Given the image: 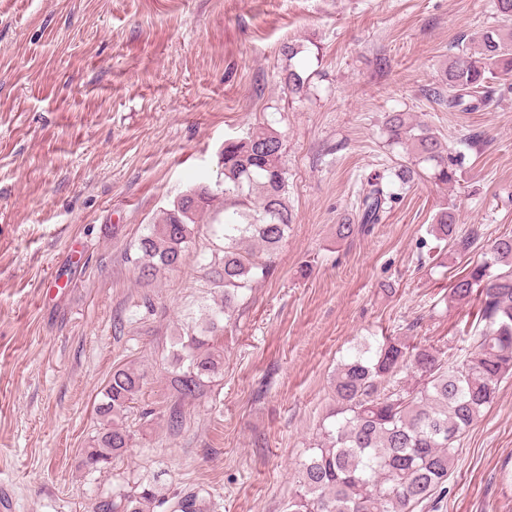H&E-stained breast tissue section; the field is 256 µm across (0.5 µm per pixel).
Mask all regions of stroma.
<instances>
[{"label": "stroma", "mask_w": 512, "mask_h": 512, "mask_svg": "<svg viewBox=\"0 0 512 512\" xmlns=\"http://www.w3.org/2000/svg\"><path fill=\"white\" fill-rule=\"evenodd\" d=\"M501 23L493 0H0V486L16 512H92L136 479L285 512L354 348H469L476 310L449 300L466 261L435 266L420 242L442 203L480 243L512 234V77L474 112L439 100L456 45ZM290 67L301 93L282 89ZM388 112L444 139L457 181L423 178L337 240L361 178L405 158ZM263 123L284 139L293 224L224 334L223 378L180 436L138 423L127 457L79 468L113 366L145 369L163 402L173 342L220 295L211 214L187 263L148 282L137 240ZM414 512H512V376L458 442L447 496Z\"/></svg>", "instance_id": "obj_1"}]
</instances>
